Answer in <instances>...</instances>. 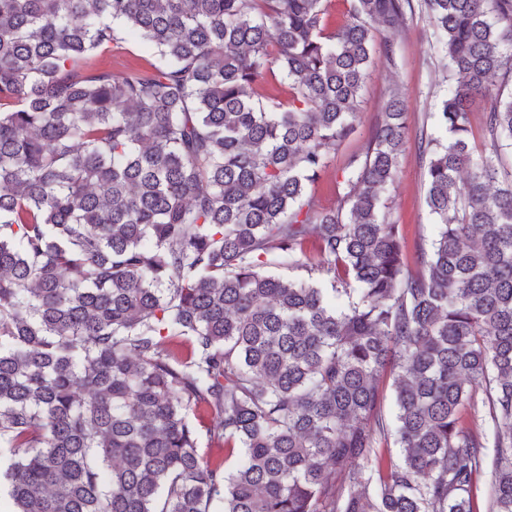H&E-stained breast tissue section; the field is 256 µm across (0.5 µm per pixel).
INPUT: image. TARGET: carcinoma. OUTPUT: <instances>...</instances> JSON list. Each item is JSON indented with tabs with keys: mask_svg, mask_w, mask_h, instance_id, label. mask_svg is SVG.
Returning a JSON list of instances; mask_svg holds the SVG:
<instances>
[{
	"mask_svg": "<svg viewBox=\"0 0 512 512\" xmlns=\"http://www.w3.org/2000/svg\"><path fill=\"white\" fill-rule=\"evenodd\" d=\"M329 2L0 0L12 512H480L485 469L512 512V0H424L458 81L419 145L438 233L414 271L383 202L399 95L339 204L308 193L411 0H346L335 30ZM121 30L149 68L81 69ZM277 76L288 99H256ZM482 385L491 456L462 423Z\"/></svg>",
	"mask_w": 512,
	"mask_h": 512,
	"instance_id": "carcinoma-1",
	"label": "carcinoma"
}]
</instances>
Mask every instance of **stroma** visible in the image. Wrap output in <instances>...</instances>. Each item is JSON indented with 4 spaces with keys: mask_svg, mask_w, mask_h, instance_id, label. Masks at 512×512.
Wrapping results in <instances>:
<instances>
[{
    "mask_svg": "<svg viewBox=\"0 0 512 512\" xmlns=\"http://www.w3.org/2000/svg\"><path fill=\"white\" fill-rule=\"evenodd\" d=\"M376 42L394 45L393 59L375 54L360 103L355 133L330 154V166L309 191L326 207L337 206L344 195L342 169L350 157L363 155L373 128L380 122L392 93H400L408 110L407 149L400 158L398 178L389 190V219L401 224L406 256L414 258L418 244H430L437 233L426 204L424 162L416 150L422 128L431 127L430 115L448 92L454 76L441 63L423 0H413L404 25L375 33ZM152 55L139 43L122 39L118 49L92 59L97 71H133L147 67Z\"/></svg>",
    "mask_w": 512,
    "mask_h": 512,
    "instance_id": "obj_1",
    "label": "stroma"
}]
</instances>
